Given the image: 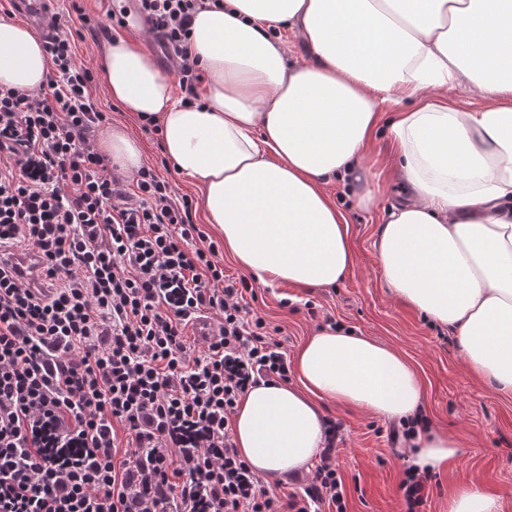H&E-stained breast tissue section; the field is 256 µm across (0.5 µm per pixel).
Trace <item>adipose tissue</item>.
<instances>
[{"label":"adipose tissue","instance_id":"obj_1","mask_svg":"<svg viewBox=\"0 0 512 512\" xmlns=\"http://www.w3.org/2000/svg\"><path fill=\"white\" fill-rule=\"evenodd\" d=\"M199 103L176 98L151 56L117 37L99 61L113 102L159 125L164 154L197 182L208 223L239 265L269 283L327 287L354 262L348 218L323 192L360 166L382 105L410 198L387 211L376 242L389 288L457 332L477 376L512 394V0H224L194 14ZM311 50L289 63L284 30ZM50 60L31 27L0 19V87L38 90ZM494 99L479 112L437 100L461 79ZM414 108L402 109L403 101ZM101 153L125 170L141 149L120 129ZM299 383L259 382L232 416V439L259 475L308 469L325 444L322 403L395 419L424 401L392 348L340 327L295 355ZM456 440L421 430L411 462L430 472Z\"/></svg>","mask_w":512,"mask_h":512}]
</instances>
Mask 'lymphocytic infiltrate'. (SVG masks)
<instances>
[{
	"label": "lymphocytic infiltrate",
	"mask_w": 512,
	"mask_h": 512,
	"mask_svg": "<svg viewBox=\"0 0 512 512\" xmlns=\"http://www.w3.org/2000/svg\"><path fill=\"white\" fill-rule=\"evenodd\" d=\"M202 0H137L197 101L188 24ZM35 93L0 88V248L41 261L47 290L0 261V512H344L323 449L304 497L280 500L239 455L232 415L287 381L282 341L227 277L193 200L149 167L109 171L96 78L54 14ZM212 315L202 354L186 330Z\"/></svg>",
	"instance_id": "f902f5d3"
}]
</instances>
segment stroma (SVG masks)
Here are the masks:
<instances>
[{"mask_svg": "<svg viewBox=\"0 0 512 512\" xmlns=\"http://www.w3.org/2000/svg\"><path fill=\"white\" fill-rule=\"evenodd\" d=\"M95 98L110 113V127L127 128L139 139L143 162L160 165L161 138L145 132L139 120L113 103L104 91ZM366 181L332 180L326 192L345 207L356 260L344 280L325 288H295L285 283L257 284L252 308L285 338L295 355L308 338L324 328L325 317L391 346L420 375L426 401L422 416L436 433L457 439L459 453L434 471L422 512H448V497L463 485H476L500 496L501 512H512V395H505L467 369L456 333L438 327L388 288L377 264L375 242L386 211L407 197L386 128L365 147ZM371 189L372 205L352 207L355 192ZM326 418L342 425L333 456L345 491L346 512H404L399 490L410 465L395 454L391 419L342 404H325Z\"/></svg>", "mask_w": 512, "mask_h": 512, "instance_id": "1", "label": "stroma"}]
</instances>
